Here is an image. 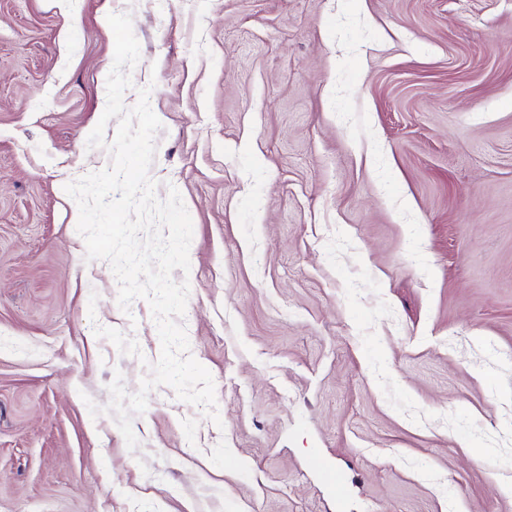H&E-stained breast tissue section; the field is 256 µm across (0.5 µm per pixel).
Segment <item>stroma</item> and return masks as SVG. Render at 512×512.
<instances>
[{"label":"stroma","instance_id":"1","mask_svg":"<svg viewBox=\"0 0 512 512\" xmlns=\"http://www.w3.org/2000/svg\"><path fill=\"white\" fill-rule=\"evenodd\" d=\"M111 13L219 414L156 387L133 451L107 386L161 340L65 191L110 162ZM505 479L512 0H0V512H512Z\"/></svg>","mask_w":512,"mask_h":512}]
</instances>
